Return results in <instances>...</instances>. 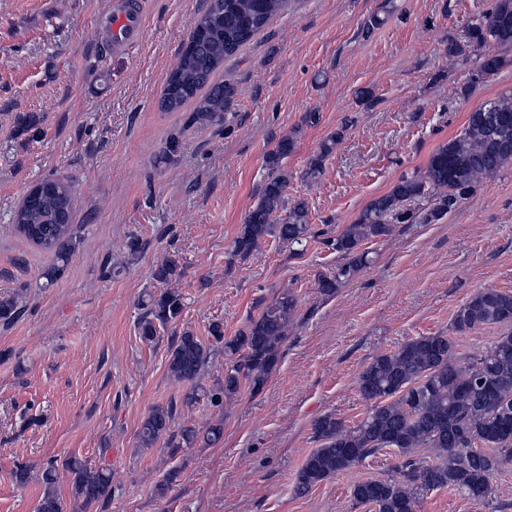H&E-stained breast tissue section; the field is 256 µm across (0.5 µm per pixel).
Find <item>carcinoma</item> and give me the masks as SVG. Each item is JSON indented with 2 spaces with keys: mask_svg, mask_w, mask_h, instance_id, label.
Here are the masks:
<instances>
[{
  "mask_svg": "<svg viewBox=\"0 0 512 512\" xmlns=\"http://www.w3.org/2000/svg\"><path fill=\"white\" fill-rule=\"evenodd\" d=\"M287 5L288 0H207L199 17L202 30L191 31L169 73L162 109L176 111L197 97L193 121L224 123V110L235 88L222 82L210 84L214 72ZM492 44L512 47V0H495L487 15L467 26L466 43L450 40L446 52L450 58L475 52L474 76L488 79L506 64L504 57L490 51ZM205 87L208 92L198 96ZM335 145L333 134L308 167V179L320 177L323 159ZM293 146V138L284 137L267 156L269 180L239 226L233 245L237 255L249 256L268 236L290 245H300L311 236L305 202L290 203L286 198L288 175L283 173L282 160ZM511 163L512 91L471 112L464 129L435 149L424 171L402 175L388 193L366 205L355 223L325 241L346 261L336 266L335 274L318 277V288L331 294L339 283L359 272L368 262L361 250L364 242L390 234L392 220L403 223L411 219L404 210L406 202L427 200L421 220L425 224L437 222L470 197L482 180ZM75 201L69 180L47 178L26 195L12 216V223L26 239L56 256L59 264L47 273L51 279L63 272L73 244ZM177 275L178 258L169 255L155 272L166 288L148 295L142 303L138 329L147 342L157 339L158 327L167 326L182 313L181 293L167 287ZM296 304L292 292L284 291L229 341L224 340L218 323L212 327L211 343H203L188 330L173 337L168 346V369L174 378L193 384L185 395V406L206 394L194 383L218 345L224 347L227 357L224 385L210 394V401L230 399L244 389L259 393L280 360ZM20 313L19 297L0 298V323L10 324ZM484 325H502L506 330L478 355L457 356L456 343L435 333L372 357L358 377L359 394L367 403L365 417L352 427L331 415L314 423V437L320 445L300 469L296 491L304 494L392 449L398 463L387 478L351 486L355 505H367L373 512H418L424 496L441 489L454 490L477 505L491 501L493 477L512 462V293L478 290L458 308L452 323L458 333ZM176 414L170 404L152 408L142 423L140 444L149 448L163 438L170 448H189L198 442H215L223 434L220 421L204 430L184 426L177 433L171 428ZM420 448L429 450L433 459L415 457ZM60 468L73 476L74 498L81 509L109 494L112 477L107 469L91 468L75 456L55 459L42 472L44 492L37 512H62L54 492Z\"/></svg>",
  "mask_w": 512,
  "mask_h": 512,
  "instance_id": "cac0c4a2",
  "label": "carcinoma"
}]
</instances>
